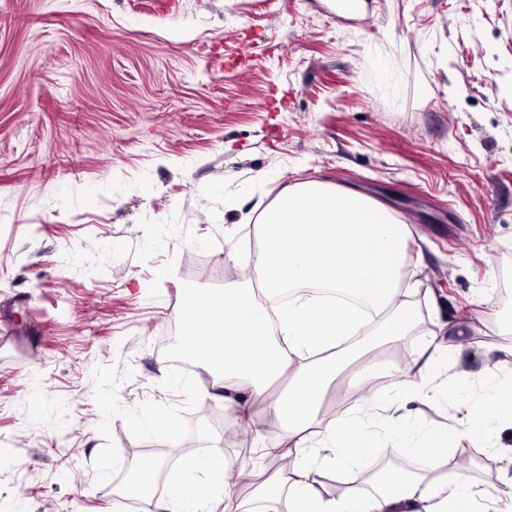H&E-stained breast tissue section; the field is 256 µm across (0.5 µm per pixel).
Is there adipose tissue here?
Listing matches in <instances>:
<instances>
[{"label":"adipose tissue","instance_id":"ef3b65f1","mask_svg":"<svg viewBox=\"0 0 512 512\" xmlns=\"http://www.w3.org/2000/svg\"><path fill=\"white\" fill-rule=\"evenodd\" d=\"M261 227L252 265L259 290L189 292L181 308L179 351L216 375L224 410L237 422H251L243 395L264 397L265 416L280 442L270 446L260 439L254 450L286 463L244 499L221 455L187 459L190 479L171 481L165 512H260V504L275 495L285 498L287 512H479V498L493 493L476 491L463 472L452 481L430 480L395 467L383 489L360 491L357 482L371 468L379 439L408 435L398 399L367 389L357 408L327 423L320 417L333 378L356 364L363 381H371L377 366L364 360L366 349L381 336L400 340L413 325L397 301L407 225L362 193L298 184L266 210ZM283 293L288 301L281 304L277 298ZM441 352L430 341L390 362L387 373L397 390L425 405L435 402L438 393L426 389L425 381ZM281 378L287 390L268 396L269 385ZM507 418L512 419L511 378L496 381L485 401L469 407L466 431L472 435ZM326 461L347 473V492L333 496L320 483Z\"/></svg>","mask_w":512,"mask_h":512}]
</instances>
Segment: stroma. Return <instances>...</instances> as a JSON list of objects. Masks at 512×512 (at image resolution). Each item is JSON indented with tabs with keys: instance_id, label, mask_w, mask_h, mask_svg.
I'll list each match as a JSON object with an SVG mask.
<instances>
[{
	"instance_id": "obj_1",
	"label": "stroma",
	"mask_w": 512,
	"mask_h": 512,
	"mask_svg": "<svg viewBox=\"0 0 512 512\" xmlns=\"http://www.w3.org/2000/svg\"><path fill=\"white\" fill-rule=\"evenodd\" d=\"M0 0V512H113L177 439L257 474L197 421L209 372L163 345L186 290L241 276L288 187L361 192L408 225L415 324L448 347L427 431L490 394L512 328V0ZM512 422L452 442L500 483ZM161 465L153 459L143 460L137 468L136 477L120 492V497H139L154 486L159 479Z\"/></svg>"
}]
</instances>
